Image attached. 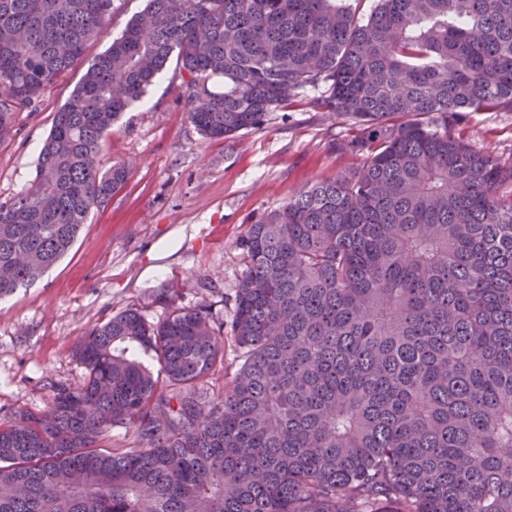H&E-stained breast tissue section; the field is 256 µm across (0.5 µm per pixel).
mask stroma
Instances as JSON below:
<instances>
[{"mask_svg":"<svg viewBox=\"0 0 512 512\" xmlns=\"http://www.w3.org/2000/svg\"><path fill=\"white\" fill-rule=\"evenodd\" d=\"M144 6L145 0H115L104 34L86 46L81 61L16 112L13 136L0 143V201L34 178L55 113ZM187 80L179 62L169 60L144 97L113 123L101 164H126L125 185L90 212L67 257L0 298V419L46 409L54 386L82 384L78 339L129 308L155 326L171 304L206 305L223 326L224 370L214 377L223 386L239 364L231 323L244 269L241 236L306 185L363 161L337 150V142L356 138L361 128L325 110V89L301 92L270 112L262 129L211 138L190 119ZM460 128L475 147L512 157V112H469Z\"/></svg>","mask_w":512,"mask_h":512,"instance_id":"35a3bbf8","label":"stroma"}]
</instances>
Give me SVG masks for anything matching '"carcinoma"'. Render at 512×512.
Returning <instances> with one entry per match:
<instances>
[{
  "label": "carcinoma",
  "mask_w": 512,
  "mask_h": 512,
  "mask_svg": "<svg viewBox=\"0 0 512 512\" xmlns=\"http://www.w3.org/2000/svg\"><path fill=\"white\" fill-rule=\"evenodd\" d=\"M113 4L0 0V142ZM174 54L205 135L323 84L363 164L242 236L221 391L204 305L93 328L82 385L0 421V512H512V160L455 132L463 112H512V0H375L365 19L350 0H146L0 202V297L126 182L102 141ZM115 427L137 445L112 447Z\"/></svg>",
  "instance_id": "cac0c4a2"
}]
</instances>
